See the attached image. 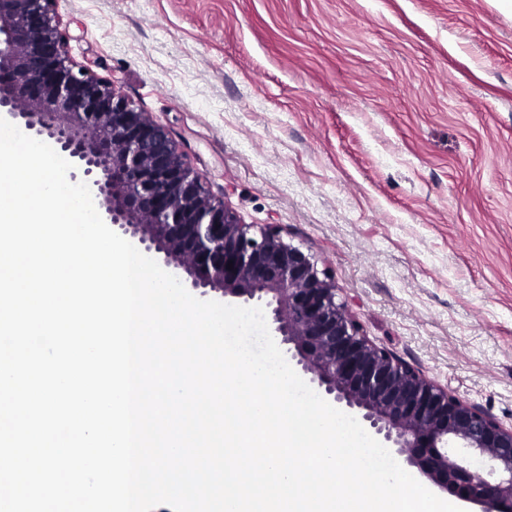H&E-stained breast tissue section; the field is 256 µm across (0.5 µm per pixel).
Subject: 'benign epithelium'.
<instances>
[{"instance_id":"benign-epithelium-1","label":"benign epithelium","mask_w":512,"mask_h":512,"mask_svg":"<svg viewBox=\"0 0 512 512\" xmlns=\"http://www.w3.org/2000/svg\"><path fill=\"white\" fill-rule=\"evenodd\" d=\"M55 2L0 0V117L52 140L107 226L200 296L265 305L309 381L439 491L512 512V426L371 342L311 254L216 199L167 128L73 60Z\"/></svg>"}]
</instances>
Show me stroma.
I'll use <instances>...</instances> for the list:
<instances>
[{
  "instance_id": "1",
  "label": "stroma",
  "mask_w": 512,
  "mask_h": 512,
  "mask_svg": "<svg viewBox=\"0 0 512 512\" xmlns=\"http://www.w3.org/2000/svg\"><path fill=\"white\" fill-rule=\"evenodd\" d=\"M245 224L376 345L512 425V0H56Z\"/></svg>"
}]
</instances>
